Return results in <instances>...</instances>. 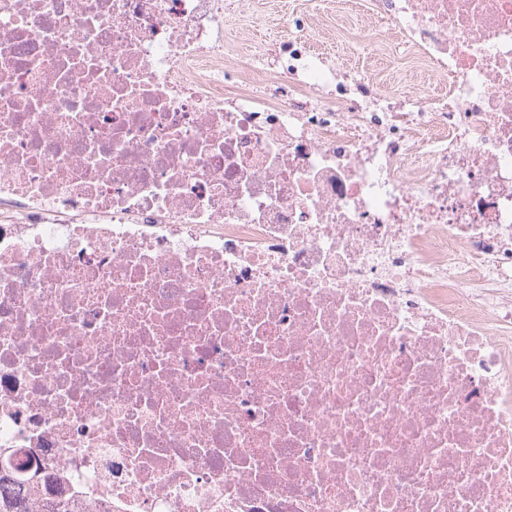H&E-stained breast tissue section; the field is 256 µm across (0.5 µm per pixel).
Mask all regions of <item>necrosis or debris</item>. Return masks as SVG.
Wrapping results in <instances>:
<instances>
[{
	"mask_svg": "<svg viewBox=\"0 0 512 512\" xmlns=\"http://www.w3.org/2000/svg\"><path fill=\"white\" fill-rule=\"evenodd\" d=\"M235 0H0V461L79 512H512V0H369L445 88ZM314 1L237 0L235 18L224 25V39L232 49L224 58L225 79L240 71L238 66L243 60L257 63L266 76H273L275 60L266 48L287 40L291 34L289 26L303 19L311 27L313 43L328 69L374 75L387 91L397 96L423 94L437 85L422 62L410 54L381 51L372 55L363 49V37L374 28L366 11V0H325L334 2L331 13L326 15L312 10ZM336 1L341 2L337 12ZM353 2L361 5L355 9Z\"/></svg>",
	"mask_w": 512,
	"mask_h": 512,
	"instance_id": "1",
	"label": "necrosis or debris"
}]
</instances>
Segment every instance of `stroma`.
<instances>
[{"label": "stroma", "mask_w": 512, "mask_h": 512, "mask_svg": "<svg viewBox=\"0 0 512 512\" xmlns=\"http://www.w3.org/2000/svg\"><path fill=\"white\" fill-rule=\"evenodd\" d=\"M314 0H237L234 19L224 26V38L232 52L224 59L225 74H236L240 62H254L265 74H272L273 58L269 44L288 39L290 24L302 21L311 28L316 49L327 68L374 75L388 91L411 97L436 84L421 61L409 54L382 51L369 54L363 38L372 33L374 22L365 7H354L353 0H340L336 11H314Z\"/></svg>", "instance_id": "stroma-1"}]
</instances>
